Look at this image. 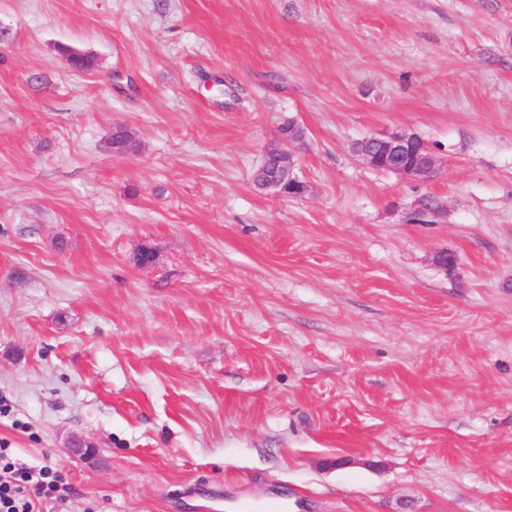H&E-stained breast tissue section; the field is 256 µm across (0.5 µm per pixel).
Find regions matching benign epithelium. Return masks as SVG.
Segmentation results:
<instances>
[{
  "label": "benign epithelium",
  "instance_id": "benign-epithelium-1",
  "mask_svg": "<svg viewBox=\"0 0 512 512\" xmlns=\"http://www.w3.org/2000/svg\"><path fill=\"white\" fill-rule=\"evenodd\" d=\"M351 153L367 166L393 173L401 178L426 181L440 166L438 155L419 136L407 132H395L379 136L365 137L354 141ZM298 140L293 135L280 138L270 147L263 158L261 167L274 166L275 176L259 184V188L276 196L283 195L284 187H299L307 191V185L298 179L295 167L299 158ZM70 455L80 458L89 466L98 464L96 446L79 436L68 439Z\"/></svg>",
  "mask_w": 512,
  "mask_h": 512
}]
</instances>
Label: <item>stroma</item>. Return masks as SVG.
<instances>
[{"mask_svg":"<svg viewBox=\"0 0 512 512\" xmlns=\"http://www.w3.org/2000/svg\"><path fill=\"white\" fill-rule=\"evenodd\" d=\"M0 26V443L70 484L40 512H512V0H0ZM290 121L294 198L253 182ZM401 131L430 180L349 152ZM110 145H112V152L119 155L135 153L138 147L132 133L121 125L113 127ZM69 454L79 457L89 466L96 467L98 464V450L91 442L79 436H71L66 446Z\"/></svg>","mask_w":512,"mask_h":512,"instance_id":"1","label":"stroma"}]
</instances>
